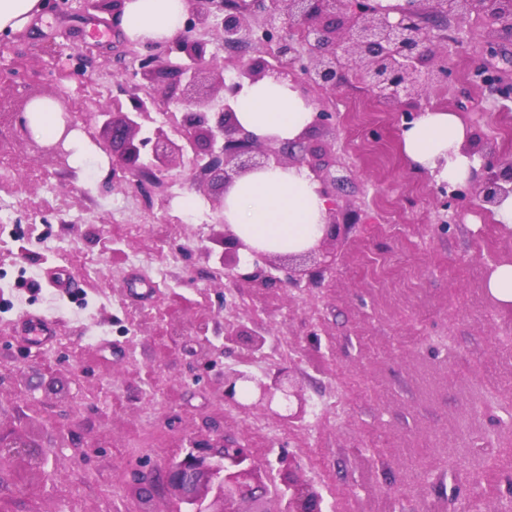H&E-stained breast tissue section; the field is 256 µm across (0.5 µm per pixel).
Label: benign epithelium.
<instances>
[{
    "label": "benign epithelium",
    "instance_id": "1",
    "mask_svg": "<svg viewBox=\"0 0 512 512\" xmlns=\"http://www.w3.org/2000/svg\"><path fill=\"white\" fill-rule=\"evenodd\" d=\"M87 8L116 15L124 0H84ZM224 12L220 38L234 49L265 41L270 33L277 65L264 58L235 64V79H224V67L215 63L209 41L185 31L156 46L157 53L139 60V68L120 84L126 102L113 100L90 114L101 125L113 152L112 175H137L159 188L166 174L184 164L188 152L205 160L192 182L212 208L224 211V191L240 175L270 164L295 162L305 166L331 198L325 232L318 243L299 255L259 253L237 237L229 225L207 236L205 257L224 271V279L238 283L271 284L272 272L310 278L327 268L318 262L299 268V262L314 259L328 240L336 241V196L325 182L329 161L317 149L293 141L258 139L243 129L233 115L231 100L244 82L254 83L267 75L292 81L301 78L318 88H334L345 72L359 71L374 98L397 103L408 95L421 94L432 81L448 78V61L436 44L444 36L427 26L429 15H485L512 33V0H406L403 6L384 7L379 0H235L219 2ZM177 54L180 62L170 61ZM63 121L61 136L47 145L31 136L25 112L15 113L18 137L29 143L34 156H54L65 166L70 152L65 148L69 133L77 127L76 115L66 97H52ZM172 103L186 106L180 123L184 135L170 137L164 125L154 123L152 113ZM478 188V198L491 207L512 196V161L488 160ZM267 341L262 330L224 325V342L238 344L244 354L261 350ZM224 406L241 413L274 416L283 426L304 419L308 401L295 371L280 366L262 375L233 367L224 368ZM212 436L189 440L190 451L169 462L164 487L192 512H321V496L291 457L280 459L276 481L259 464L251 449L232 443L224 432L212 428Z\"/></svg>",
    "mask_w": 512,
    "mask_h": 512
}]
</instances>
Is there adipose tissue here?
<instances>
[{
  "mask_svg": "<svg viewBox=\"0 0 512 512\" xmlns=\"http://www.w3.org/2000/svg\"><path fill=\"white\" fill-rule=\"evenodd\" d=\"M188 10L187 0H124L117 25L128 40L149 47L182 33ZM232 108L238 124L261 139H296L313 120L293 83L274 75L244 84ZM467 134L458 113L426 108L404 129L402 153L411 167L458 183L482 165L478 155L462 150ZM328 203L307 169L272 165L241 176L226 190L224 221L259 251L299 253L322 238Z\"/></svg>",
  "mask_w": 512,
  "mask_h": 512,
  "instance_id": "ef3b65f1",
  "label": "adipose tissue"
}]
</instances>
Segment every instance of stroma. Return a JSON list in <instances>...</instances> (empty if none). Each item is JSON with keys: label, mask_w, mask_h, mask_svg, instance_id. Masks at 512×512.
I'll list each match as a JSON object with an SVG mask.
<instances>
[{"label": "stroma", "mask_w": 512, "mask_h": 512, "mask_svg": "<svg viewBox=\"0 0 512 512\" xmlns=\"http://www.w3.org/2000/svg\"><path fill=\"white\" fill-rule=\"evenodd\" d=\"M108 30L106 38L94 28ZM83 0H46L27 29L0 35V442L23 451L0 464V512H187L163 490L165 466L187 440L224 425L230 441L278 468L295 457L315 478L324 512L335 490L346 512H506L512 506V305L485 283L512 263V229L497 224L471 183L436 197L437 183L406 164L404 113H459L484 151L512 159V34L485 18L448 20V78L427 97L376 101L348 75L336 89L301 92L332 115L307 135L333 160L336 264L314 281L228 285L203 253L215 222L181 202L196 170L161 188L112 182L104 164L74 173L33 159L14 135L26 96L62 94L79 115L118 96L144 47L111 30ZM447 223H440V215ZM75 277V296L43 272ZM166 268L147 294L134 281ZM26 311L62 321L41 353L12 331ZM228 323L259 326L287 350L310 403L297 427L229 414L221 399ZM275 433L260 438L255 421ZM319 448L330 475L304 452ZM154 482L141 501L135 475Z\"/></svg>", "instance_id": "stroma-1"}]
</instances>
